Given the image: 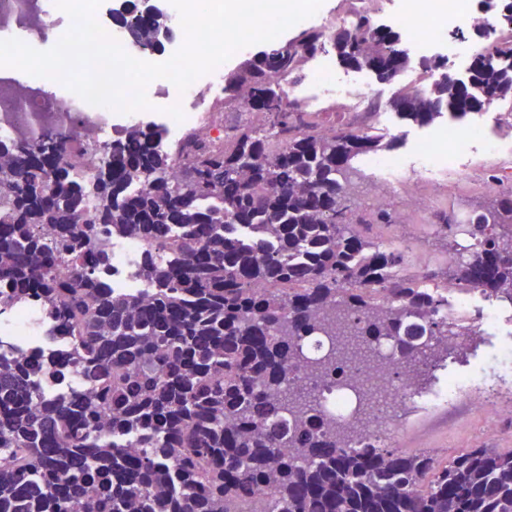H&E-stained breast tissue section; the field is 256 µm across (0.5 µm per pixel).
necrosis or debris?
<instances>
[{"mask_svg": "<svg viewBox=\"0 0 512 512\" xmlns=\"http://www.w3.org/2000/svg\"><path fill=\"white\" fill-rule=\"evenodd\" d=\"M39 13L37 25L19 23L18 15L25 9V0H0V40L24 36L30 40L58 41L72 21L70 17L54 16L45 0H35ZM391 24L399 27L408 42L420 53L442 47L445 33L485 32L489 41H496L501 27L481 14L471 11L464 0H404L402 8L391 14ZM312 87L319 91L328 108L336 110L344 103L367 104L368 98L360 86L338 80L336 73L322 66L315 70ZM172 83L160 80L155 91L169 97L167 112L162 115L166 143L180 146L188 137L195 136L220 144L232 116L261 125V113L251 111L247 97H240L235 113L224 112L214 105L223 96L224 85L220 71H212L196 79L179 96H171ZM144 112L123 114L104 106H93L75 92L57 94L49 91L46 81L30 74L0 71V138L16 140L34 138L45 130H77L85 142L104 146L122 128L138 125ZM490 142L486 125L468 129L448 126L441 135L420 140L417 151L421 159L433 162L436 157L455 158L466 152L473 141ZM370 177L382 182L383 187L372 198L375 206L390 205L400 199L408 209L418 206L416 181L404 175L400 161L394 156H379L369 162ZM145 246L137 239L113 237L108 241L109 263L105 279L113 292L138 293L146 288L138 269ZM448 323V347L456 355L469 352L457 337L458 329L468 335L481 337L487 347L478 372L467 377L449 378L447 384L431 393H423L412 386L399 363L400 346L392 338H383L359 352L352 369L355 378L351 386H320L305 367L299 368L293 384L312 392L320 411L337 427L353 431L354 447H361L365 438L396 443L402 421L400 407L415 400L451 404L464 400L484 417V430L495 434L498 430L500 387L512 377V341L500 338L504 324L512 323V310L484 302L474 290L449 291L448 304L438 313ZM0 339L19 353L37 355L44 359H58L67 351V337L58 335L52 324L45 321L43 308L37 300L0 304Z\"/></svg>", "mask_w": 512, "mask_h": 512, "instance_id": "4bbe7bcc", "label": "necrosis or debris"}]
</instances>
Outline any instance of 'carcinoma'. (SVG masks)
<instances>
[{"mask_svg":"<svg viewBox=\"0 0 512 512\" xmlns=\"http://www.w3.org/2000/svg\"><path fill=\"white\" fill-rule=\"evenodd\" d=\"M118 26L136 47L171 36L163 12L136 6ZM328 46L385 83L421 71L424 88L390 101L419 126L512 101V27L490 49L477 44L459 82L358 10L225 79L224 111L245 90L265 126L235 125L221 147L188 139L176 177L160 132L141 125L101 148L87 185L66 163L88 150L76 131L0 141V302L39 298L89 387L46 393L42 360L0 354V512H512V450L348 449L310 397L286 388L310 336L329 340L312 365L325 383L348 382L354 340L391 336L410 364L427 337L432 359L448 354V323L418 322L440 302L424 279L512 305V187L464 222L451 206L431 211L429 233L453 261L418 273L379 234L394 214L353 208L354 164L398 138L328 127L283 96ZM95 224L145 243L147 296L105 284Z\"/></svg>","mask_w":512,"mask_h":512,"instance_id":"carcinoma-1","label":"carcinoma"}]
</instances>
